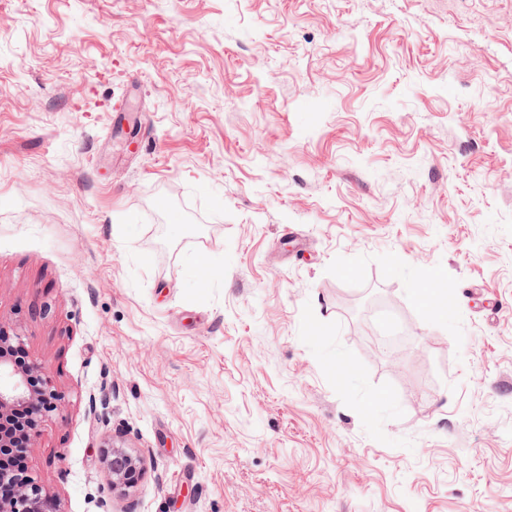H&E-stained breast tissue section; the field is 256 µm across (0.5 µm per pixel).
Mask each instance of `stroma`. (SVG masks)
<instances>
[{"label": "stroma", "instance_id": "1", "mask_svg": "<svg viewBox=\"0 0 512 512\" xmlns=\"http://www.w3.org/2000/svg\"><path fill=\"white\" fill-rule=\"evenodd\" d=\"M17 330L61 512H512V0H0ZM104 462L112 488L124 495L134 491L148 468L154 466L150 457L125 448L107 449Z\"/></svg>", "mask_w": 512, "mask_h": 512}]
</instances>
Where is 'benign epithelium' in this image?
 I'll list each match as a JSON object with an SVG mask.
<instances>
[{
    "label": "benign epithelium",
    "instance_id": "obj_1",
    "mask_svg": "<svg viewBox=\"0 0 512 512\" xmlns=\"http://www.w3.org/2000/svg\"><path fill=\"white\" fill-rule=\"evenodd\" d=\"M24 350L20 335L0 333V457L18 452L13 442L21 439L24 448L37 446L44 415L59 409L63 396L43 380L42 367L31 361L21 367L14 353ZM112 488L124 495L137 488L154 461L125 448H111L104 458ZM0 484L10 493L0 495V512H58L54 499L25 471L0 474Z\"/></svg>",
    "mask_w": 512,
    "mask_h": 512
}]
</instances>
